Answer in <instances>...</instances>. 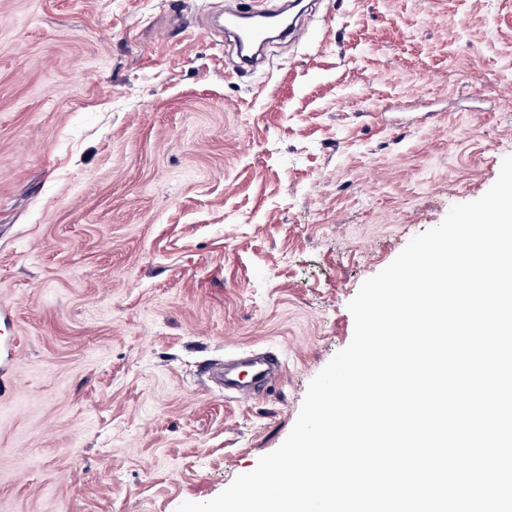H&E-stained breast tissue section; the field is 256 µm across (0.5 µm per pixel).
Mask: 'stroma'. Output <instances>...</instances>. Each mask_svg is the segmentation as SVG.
<instances>
[{
  "instance_id": "stroma-1",
  "label": "stroma",
  "mask_w": 512,
  "mask_h": 512,
  "mask_svg": "<svg viewBox=\"0 0 512 512\" xmlns=\"http://www.w3.org/2000/svg\"><path fill=\"white\" fill-rule=\"evenodd\" d=\"M0 0V512H176L292 430L365 280L512 155V0ZM271 353L253 400L212 371ZM280 15L266 9L253 8L243 12L229 10L224 16V30L233 36L242 67L253 68L255 59L248 52V47L265 40V35Z\"/></svg>"
}]
</instances>
